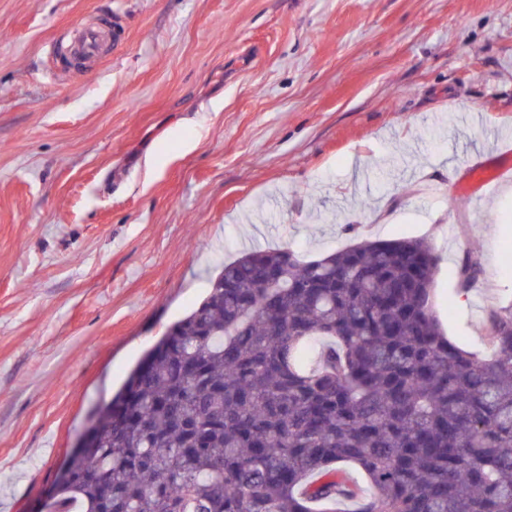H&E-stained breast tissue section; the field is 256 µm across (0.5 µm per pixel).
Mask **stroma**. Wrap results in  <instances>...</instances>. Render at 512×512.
Returning <instances> with one entry per match:
<instances>
[{"mask_svg": "<svg viewBox=\"0 0 512 512\" xmlns=\"http://www.w3.org/2000/svg\"><path fill=\"white\" fill-rule=\"evenodd\" d=\"M103 18L124 54L56 72ZM506 135L512 0H0V512H44L92 408L246 249L429 238L444 332L484 351L512 181L448 183Z\"/></svg>", "mask_w": 512, "mask_h": 512, "instance_id": "obj_1", "label": "stroma"}]
</instances>
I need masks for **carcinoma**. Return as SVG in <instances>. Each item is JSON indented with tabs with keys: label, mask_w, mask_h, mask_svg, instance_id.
Here are the masks:
<instances>
[{
	"label": "carcinoma",
	"mask_w": 512,
	"mask_h": 512,
	"mask_svg": "<svg viewBox=\"0 0 512 512\" xmlns=\"http://www.w3.org/2000/svg\"><path fill=\"white\" fill-rule=\"evenodd\" d=\"M438 263L425 238L224 263L89 419L51 512H512V305L489 355L457 346Z\"/></svg>",
	"instance_id": "cac0c4a2"
}]
</instances>
